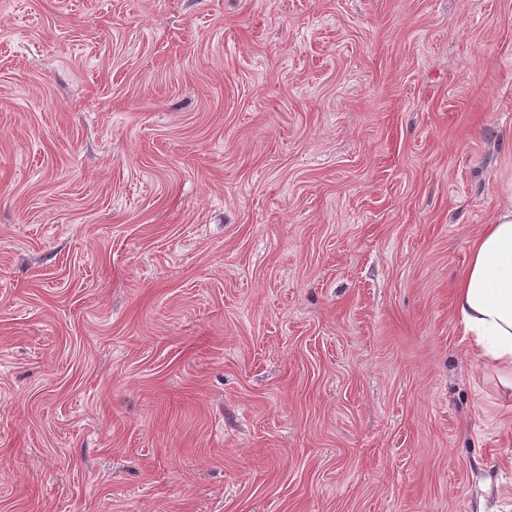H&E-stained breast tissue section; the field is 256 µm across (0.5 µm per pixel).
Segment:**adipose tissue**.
Returning a JSON list of instances; mask_svg holds the SVG:
<instances>
[{
    "label": "adipose tissue",
    "instance_id": "ef3b65f1",
    "mask_svg": "<svg viewBox=\"0 0 512 512\" xmlns=\"http://www.w3.org/2000/svg\"><path fill=\"white\" fill-rule=\"evenodd\" d=\"M455 311L480 359L512 389V182L471 246Z\"/></svg>",
    "mask_w": 512,
    "mask_h": 512
}]
</instances>
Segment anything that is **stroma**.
Here are the masks:
<instances>
[{
	"instance_id": "1",
	"label": "stroma",
	"mask_w": 512,
	"mask_h": 512,
	"mask_svg": "<svg viewBox=\"0 0 512 512\" xmlns=\"http://www.w3.org/2000/svg\"><path fill=\"white\" fill-rule=\"evenodd\" d=\"M510 179L512 0H0V512H512ZM455 311L480 359L512 389V181L471 246L455 291Z\"/></svg>"
}]
</instances>
